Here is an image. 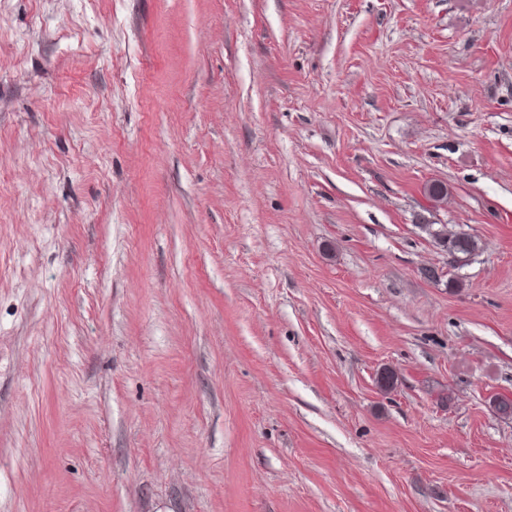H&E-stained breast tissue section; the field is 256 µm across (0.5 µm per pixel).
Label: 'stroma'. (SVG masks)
<instances>
[{"label":"stroma","instance_id":"1","mask_svg":"<svg viewBox=\"0 0 512 512\" xmlns=\"http://www.w3.org/2000/svg\"><path fill=\"white\" fill-rule=\"evenodd\" d=\"M0 17V512H512V0ZM434 225H427L426 229L439 245L446 248L449 258L456 262L453 265L464 266L468 258L479 253L480 244L474 236L461 231H450L445 224H439L441 227L434 230Z\"/></svg>","mask_w":512,"mask_h":512}]
</instances>
